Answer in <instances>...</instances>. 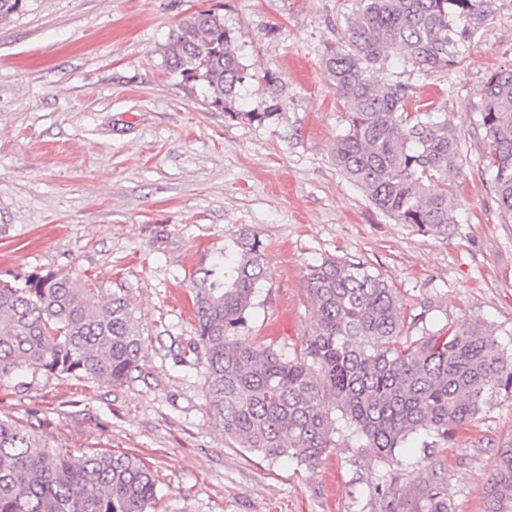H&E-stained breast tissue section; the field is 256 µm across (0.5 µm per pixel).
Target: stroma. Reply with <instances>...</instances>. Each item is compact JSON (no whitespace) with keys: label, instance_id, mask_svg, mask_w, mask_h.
<instances>
[{"label":"stroma","instance_id":"obj_1","mask_svg":"<svg viewBox=\"0 0 512 512\" xmlns=\"http://www.w3.org/2000/svg\"><path fill=\"white\" fill-rule=\"evenodd\" d=\"M356 0H26L0 22V280L67 274L100 301L125 298L140 329V369L124 385L40 375L0 381V417L43 422L67 452L128 454L158 479L154 512H380L375 488L424 498L431 464L451 512H484L512 393H500L433 451L411 437L396 458L358 457V440L307 468L226 441L202 368L183 363L196 321L191 280L241 227L265 245L268 278L249 341L301 353L316 324L307 266L363 261L403 301L402 340L480 319L512 350V220L499 207L475 124L480 89L512 65V0L467 40L455 65L420 72L389 53L385 78L411 85L409 110L448 114L465 164L458 222L418 233L376 209L335 166L346 109L322 59ZM219 9L249 77L239 118L172 73L170 34ZM275 108L258 124L247 112Z\"/></svg>","mask_w":512,"mask_h":512}]
</instances>
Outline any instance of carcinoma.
I'll return each mask as SVG.
<instances>
[{"label":"carcinoma","instance_id":"cac0c4a2","mask_svg":"<svg viewBox=\"0 0 512 512\" xmlns=\"http://www.w3.org/2000/svg\"><path fill=\"white\" fill-rule=\"evenodd\" d=\"M491 0H357L339 45L324 67L348 112L336 142V167L383 213L424 234L448 235L459 200L448 178L465 158L448 113L410 112L412 88L379 79L388 52L415 69L446 70L463 42L488 16ZM469 19L472 29L458 30ZM170 71L202 83L211 104L262 123L273 112L231 111L246 79L237 39L224 16L191 14L164 48ZM480 120L488 149L485 172L499 206L512 218V66L494 72L481 90ZM263 242L242 229L224 255L192 281L197 339L212 415L224 438L266 458L306 467L339 447L338 424L360 438L358 452L396 457L421 430L439 440L475 419L500 390L512 393V354L493 328L475 320L425 330L399 345L402 303L365 263L327 258L307 268L316 325L293 358L273 344L246 342L255 298L267 279ZM142 339L126 301L102 305L68 275L31 274L0 283V379L39 374L120 386L137 370ZM499 465L484 512H512V440ZM434 487L402 509L389 488L376 494L382 512H450ZM153 471L140 459L110 453L74 455L50 448L36 428L0 418V512H152Z\"/></svg>","mask_w":512,"mask_h":512}]
</instances>
